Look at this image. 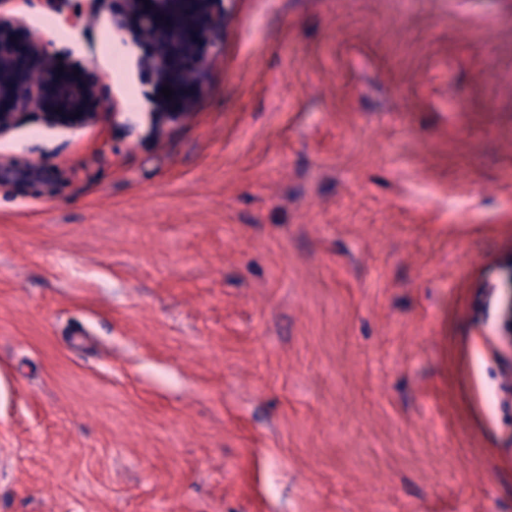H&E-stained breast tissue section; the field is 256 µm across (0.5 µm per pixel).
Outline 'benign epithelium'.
<instances>
[{
	"mask_svg": "<svg viewBox=\"0 0 512 512\" xmlns=\"http://www.w3.org/2000/svg\"><path fill=\"white\" fill-rule=\"evenodd\" d=\"M212 0H112V24L131 35L138 52L142 79L153 85L156 116L177 122L192 101L197 78L192 67L207 44L209 32L224 25L213 13ZM49 54L41 37L25 21L0 12V135L14 129L24 111L33 105L49 127L77 129L107 108L98 83L85 69L65 68ZM173 90L168 99L163 87ZM21 177L30 182L36 174L18 171L0 161V180Z\"/></svg>",
	"mask_w": 512,
	"mask_h": 512,
	"instance_id": "7a95c632",
	"label": "benign epithelium"
}]
</instances>
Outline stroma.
Masks as SVG:
<instances>
[{
	"instance_id": "stroma-1",
	"label": "stroma",
	"mask_w": 512,
	"mask_h": 512,
	"mask_svg": "<svg viewBox=\"0 0 512 512\" xmlns=\"http://www.w3.org/2000/svg\"><path fill=\"white\" fill-rule=\"evenodd\" d=\"M213 9L170 123L8 7L121 110L0 137V512H512V0Z\"/></svg>"
}]
</instances>
